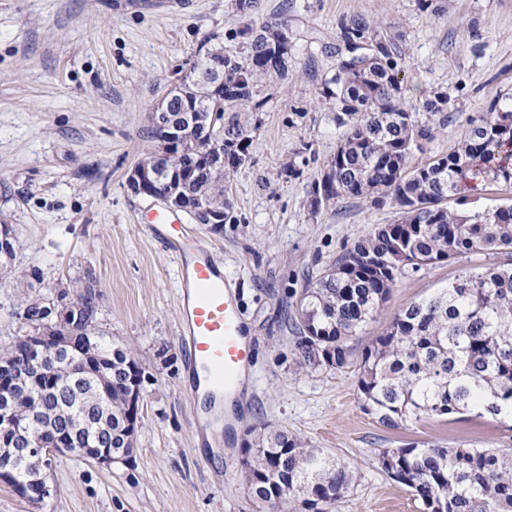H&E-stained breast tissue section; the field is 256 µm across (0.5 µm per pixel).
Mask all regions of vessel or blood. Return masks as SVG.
<instances>
[{
    "mask_svg": "<svg viewBox=\"0 0 512 512\" xmlns=\"http://www.w3.org/2000/svg\"><path fill=\"white\" fill-rule=\"evenodd\" d=\"M146 231L175 257L178 318L186 354L184 392L198 408L199 436L223 444L234 427L224 400L240 398L253 347L247 340L239 305L212 249L192 234L182 219L163 208L149 210Z\"/></svg>",
    "mask_w": 512,
    "mask_h": 512,
    "instance_id": "obj_1",
    "label": "vessel or blood"
}]
</instances>
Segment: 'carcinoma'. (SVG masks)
Returning <instances> with one entry per match:
<instances>
[{
	"label": "carcinoma",
	"mask_w": 512,
	"mask_h": 512,
	"mask_svg": "<svg viewBox=\"0 0 512 512\" xmlns=\"http://www.w3.org/2000/svg\"><path fill=\"white\" fill-rule=\"evenodd\" d=\"M258 0H235L244 19L242 58L224 57V110L205 138L191 149L174 151L171 165L191 173L185 185L196 208L224 207V223L234 222L226 197L232 173L250 160L253 129L242 119L261 111L267 99L255 93L260 82L288 78L292 52L288 24L255 20ZM400 36L382 30L362 14L341 18L335 73L322 82L321 95L336 108L342 133L336 152L311 185L317 211L339 199L386 203L401 215L382 224L326 268L296 304L293 320L299 365L342 368L352 341L388 298L405 267L449 262L472 252L512 255V205L483 211L448 208L467 187L489 181L512 185V95H496L489 115L469 123L464 140L446 155L419 167L410 161L425 150L434 130L448 125V99L439 93L422 100V122L406 104L405 65ZM175 98L176 119L208 111ZM214 143L224 145V174L200 164ZM100 295L93 274L80 284L83 304L79 341L104 337L97 314ZM48 312L31 304L26 331L44 326ZM112 360V395L95 405L97 382L76 379L59 366V397L39 383L15 386L0 395V411L36 416L41 446L52 444L49 424L63 411L80 423V441L96 444L112 434V449L124 447L127 398L124 383L139 360L126 348L107 349ZM364 409L387 428L408 420L445 418L470 407L493 418L512 415V267L465 271L440 294L403 306L386 332L368 342L358 365ZM381 470L407 487L422 512H512V448H445L411 442L378 455ZM241 471L252 498L271 508L300 498L302 512H334L354 484L345 465L286 431L264 435L242 449Z\"/></svg>",
	"instance_id": "obj_1"
}]
</instances>
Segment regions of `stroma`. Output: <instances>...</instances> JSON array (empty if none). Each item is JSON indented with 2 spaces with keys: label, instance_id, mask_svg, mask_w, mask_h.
<instances>
[{
  "label": "stroma",
  "instance_id": "35a3bbf8",
  "mask_svg": "<svg viewBox=\"0 0 512 512\" xmlns=\"http://www.w3.org/2000/svg\"><path fill=\"white\" fill-rule=\"evenodd\" d=\"M260 0L257 22H287L290 77L262 86L249 163L228 183L236 223L191 224L231 278L255 341L248 405L233 444L207 459L195 411L182 390L184 345L176 264L145 231L148 199L127 187L129 169L156 148L148 112L208 39L239 56L234 0H0V225L13 255L0 265V348L11 346L34 302L56 306L63 287L93 273L97 321L145 369L137 445L129 463L106 469L58 457L44 502L0 483V512H267L248 493L242 450L253 429L296 435L357 474L338 512H419L378 465L409 442L447 448H512V418L469 411L392 429L362 407L356 364L303 368L286 324L308 281L379 224L392 206L338 200L312 210L310 190L335 153L340 130L320 95L335 57L340 17L361 14L398 34L408 104L420 92L448 96L453 118L416 154L419 166L447 154L497 93H512V0ZM295 158L302 174L282 168ZM512 263L475 252L405 268L363 336L385 332L407 303L464 271Z\"/></svg>",
  "mask_w": 512,
  "mask_h": 512
}]
</instances>
